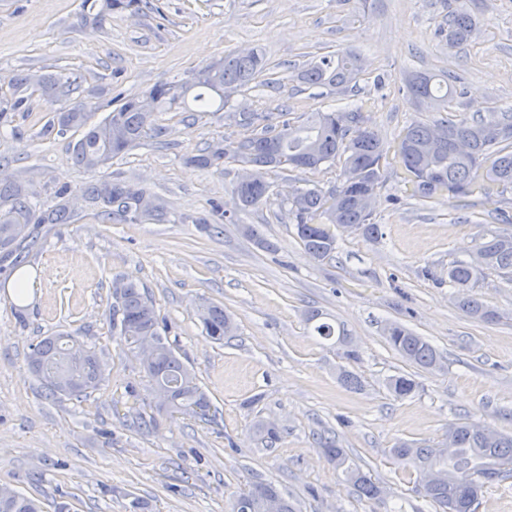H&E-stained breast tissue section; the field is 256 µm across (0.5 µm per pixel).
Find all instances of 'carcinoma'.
<instances>
[{
	"label": "carcinoma",
	"instance_id": "obj_1",
	"mask_svg": "<svg viewBox=\"0 0 512 512\" xmlns=\"http://www.w3.org/2000/svg\"><path fill=\"white\" fill-rule=\"evenodd\" d=\"M141 0H104L95 22L102 24L114 11L139 5ZM478 31L476 15L457 0L448 12L446 39L453 46L464 45ZM267 70L263 56L256 51L228 54L199 71L193 82L185 85L159 83L145 93L127 99L100 123L88 125L92 105L76 101L54 114L49 126L81 132L74 145L76 164L95 170L107 164L152 135L161 134L155 119L148 118L141 104L148 98L153 112L174 107L188 109L195 104L201 112L215 106L224 109L226 92H236L254 82ZM361 72L360 59L348 52H336L307 63L297 73L298 80L345 91L356 84ZM456 76L420 74L408 82L410 95L434 104L448 106ZM75 84L65 73L33 78L19 75L12 82L13 97L0 98V127L10 123V113L26 101L22 93L32 89L54 98ZM388 147L373 129L365 126L362 108L348 111L315 112L307 123L294 127L288 123L278 131L265 129L238 142L218 139L193 157L203 167L221 168L227 158L251 168L254 179L249 184H235L233 193L240 208L259 206L270 197L269 173L288 166L293 170L316 171L342 160L336 183L301 188L286 202L288 219L296 225L304 248L323 260L336 251V235L330 225L378 236L369 200L385 181ZM404 168L405 181L412 185V195L425 202L438 193L461 199L476 191L487 193L492 187L505 193L512 189V112H490L476 119H441L433 123L408 125L396 146ZM88 199L119 215L128 224L159 215L160 198L150 191L124 182L91 184L84 189ZM66 207L50 215L38 212L37 204L25 187L9 175L0 173V259L21 258L23 250L34 245L32 235L18 238L17 224L58 223L66 220ZM478 266L459 262L448 269V283L462 289L461 307L467 315L481 321H493L498 313L483 305L470 293L488 271L512 282V233L506 229L490 230L480 238ZM112 303V332L137 348L143 338L153 340L151 356L144 359V371L152 381L158 408L185 412L207 419L210 400L197 383L196 375L176 353L174 343L159 332V322L152 301L145 291L132 283L115 281ZM201 320L206 333L221 341L232 335L234 324L224 308L209 303L202 308ZM314 335L344 348L349 360L358 358L343 325L332 323L317 310L307 316ZM387 344L405 361L426 369L443 366L442 357L425 339L398 322L384 327ZM29 366L53 398H81L102 380L105 365L95 350L71 334L58 333L36 344L28 356ZM395 398L414 394L418 383L408 374H397L386 381ZM452 447L420 448L400 442L391 449L397 457L409 459L422 475L421 490L439 512H478L484 487L512 478V435L475 422H458L448 428ZM319 442L325 456L341 470L345 481L360 496L377 499L382 489L356 466L336 438L322 435ZM0 512H41L40 505L17 490L0 486ZM232 512H296L295 506L273 483L253 480L234 500Z\"/></svg>",
	"mask_w": 512,
	"mask_h": 512
}]
</instances>
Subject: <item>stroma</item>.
Masks as SVG:
<instances>
[{
  "label": "stroma",
  "mask_w": 512,
  "mask_h": 512,
  "mask_svg": "<svg viewBox=\"0 0 512 512\" xmlns=\"http://www.w3.org/2000/svg\"><path fill=\"white\" fill-rule=\"evenodd\" d=\"M477 2V36L452 47L438 30L455 0H151L100 25L83 0H0V93L22 74L77 79L54 102L28 95L11 133L0 131L7 174L41 210L63 203L72 213L67 223L36 226L20 263L0 264V483L40 499L44 512L60 502L69 512H231L257 478L295 499L298 512H385L387 500L401 512H435L419 474L392 448L401 440L441 446L449 425L467 419L512 434V283L490 272L479 282L477 295L500 315L489 323L466 315L448 284L449 268L498 227L512 192L422 203L391 161L372 205L380 237L336 228V252L320 262L303 248L285 203L292 190L329 186L336 168L280 169L267 203L243 212L232 193L239 163L225 160L219 171L191 158L214 139L262 131L235 123L236 112L272 113L278 129L356 104L366 126L396 145L406 126L441 117L406 93L408 80L445 70L458 76L454 114L512 111V0ZM244 48L264 54L274 87H245L220 112L157 113L162 136L97 171L74 164L78 132L44 130L74 101L92 103L98 122L118 96L192 81ZM346 49L363 61L356 87L297 80L306 62ZM103 179L149 188L164 199V216L128 224L94 208L83 190ZM257 236L267 248L254 244ZM19 265L39 278L25 304L6 286ZM117 278L151 298L210 399L208 420L157 409L141 353L112 334ZM205 301L231 315L234 335H206L198 316ZM311 309L344 324L358 362L311 335ZM393 320L427 339L443 368L414 367L393 351L383 335ZM58 331L79 333L107 366L86 397H47L29 368L32 346ZM343 367L360 376L361 389L341 385ZM398 373L413 376L415 394L388 393ZM259 418L277 429L275 443L254 434ZM327 432L382 487L383 501L353 492L318 443Z\"/></svg>",
  "instance_id": "obj_1"
}]
</instances>
